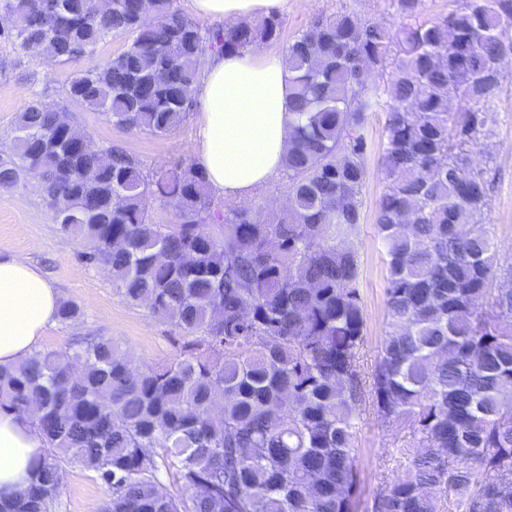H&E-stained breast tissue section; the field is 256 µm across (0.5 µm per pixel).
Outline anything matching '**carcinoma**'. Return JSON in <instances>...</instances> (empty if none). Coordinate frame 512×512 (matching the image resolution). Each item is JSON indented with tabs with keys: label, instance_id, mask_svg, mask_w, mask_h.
I'll return each mask as SVG.
<instances>
[{
	"label": "carcinoma",
	"instance_id": "carcinoma-1",
	"mask_svg": "<svg viewBox=\"0 0 512 512\" xmlns=\"http://www.w3.org/2000/svg\"><path fill=\"white\" fill-rule=\"evenodd\" d=\"M45 14L62 28L49 30ZM0 41L66 65L115 34L112 59L72 72L67 97L113 126L178 128L211 50L280 40L278 14L204 30L177 0H0ZM512 0H465L393 30L348 12L317 18L285 48L297 119L283 165L288 204L221 211L203 173H147L120 146H92L35 91L14 120L0 188L36 169L46 207L106 268L112 291L178 330L165 366L136 362L110 336L45 348L0 368V410L29 412L51 450L27 498L0 512H56L59 470L112 488L103 512H354V418L366 401L408 429L402 470L373 512H512V288L478 223L488 184L467 160L495 97L481 83L512 52ZM386 76L370 84V73ZM469 103L456 110L452 101ZM386 114L376 205L388 334L361 373L365 113ZM154 199L177 202L155 224ZM222 223V236L205 231ZM82 316L65 300L59 322ZM171 481L187 492L166 491Z\"/></svg>",
	"mask_w": 512,
	"mask_h": 512
}]
</instances>
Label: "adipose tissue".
I'll use <instances>...</instances> for the list:
<instances>
[{
	"label": "adipose tissue",
	"mask_w": 512,
	"mask_h": 512,
	"mask_svg": "<svg viewBox=\"0 0 512 512\" xmlns=\"http://www.w3.org/2000/svg\"><path fill=\"white\" fill-rule=\"evenodd\" d=\"M288 0H193L197 15L237 25ZM292 73L284 56L264 45L207 54L194 96L200 105L195 160L210 188L246 198L283 167L294 114ZM61 295L26 257L0 251V367L26 359L53 325ZM48 443L30 416L0 412V504L22 497Z\"/></svg>",
	"instance_id": "1"
}]
</instances>
